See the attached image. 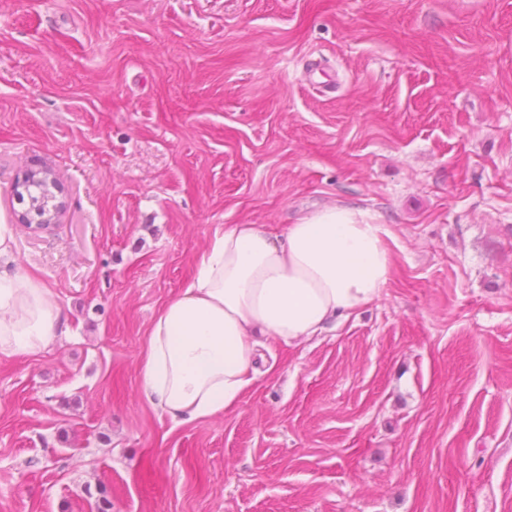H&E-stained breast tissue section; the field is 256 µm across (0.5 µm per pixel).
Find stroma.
I'll use <instances>...</instances> for the list:
<instances>
[{
  "instance_id": "stroma-1",
  "label": "stroma",
  "mask_w": 512,
  "mask_h": 512,
  "mask_svg": "<svg viewBox=\"0 0 512 512\" xmlns=\"http://www.w3.org/2000/svg\"><path fill=\"white\" fill-rule=\"evenodd\" d=\"M334 204L389 228L380 296L157 412L150 324L215 235ZM0 220L61 312L0 355V512H512V0H0ZM25 180L27 194L32 201V206H37L40 210L39 216L45 212H50V207L55 199L51 188L55 185V179L49 177L47 172L30 171Z\"/></svg>"
}]
</instances>
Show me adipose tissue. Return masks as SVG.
<instances>
[{
    "label": "adipose tissue",
    "instance_id": "obj_1",
    "mask_svg": "<svg viewBox=\"0 0 512 512\" xmlns=\"http://www.w3.org/2000/svg\"><path fill=\"white\" fill-rule=\"evenodd\" d=\"M388 234L363 210L335 205L281 240L254 224L215 236L151 324L141 364L147 401L183 421L235 406L249 385L255 332L301 343L379 296L392 269ZM14 243L13 225L0 222V354L39 351L59 325L53 292L13 270Z\"/></svg>",
    "mask_w": 512,
    "mask_h": 512
}]
</instances>
